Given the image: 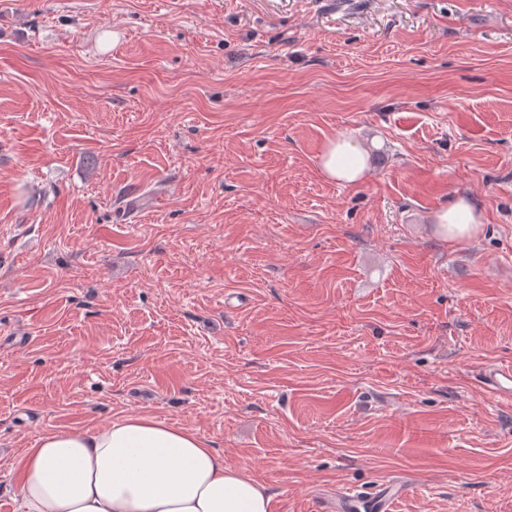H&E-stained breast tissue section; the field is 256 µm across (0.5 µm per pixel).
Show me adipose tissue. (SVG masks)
Instances as JSON below:
<instances>
[{
  "label": "adipose tissue",
  "mask_w": 512,
  "mask_h": 512,
  "mask_svg": "<svg viewBox=\"0 0 512 512\" xmlns=\"http://www.w3.org/2000/svg\"><path fill=\"white\" fill-rule=\"evenodd\" d=\"M323 174L361 182L369 152L351 135L327 142ZM442 239L477 238L482 217L457 198L433 216ZM14 512H271L265 486L224 460L195 432L131 413L94 430L43 434L19 462Z\"/></svg>",
  "instance_id": "ef3b65f1"
}]
</instances>
